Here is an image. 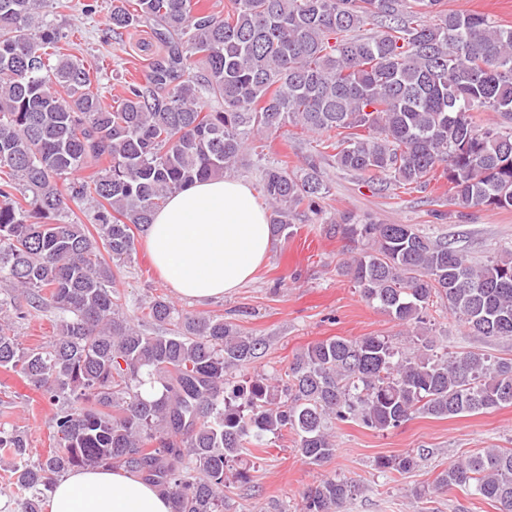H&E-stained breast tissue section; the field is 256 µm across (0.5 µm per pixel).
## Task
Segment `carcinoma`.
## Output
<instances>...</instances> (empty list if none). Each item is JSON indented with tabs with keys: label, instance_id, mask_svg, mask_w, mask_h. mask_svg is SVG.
<instances>
[{
	"label": "carcinoma",
	"instance_id": "carcinoma-1",
	"mask_svg": "<svg viewBox=\"0 0 512 512\" xmlns=\"http://www.w3.org/2000/svg\"><path fill=\"white\" fill-rule=\"evenodd\" d=\"M46 0H0V368L53 407V448L33 460L24 432L0 427V451L43 512L63 473L123 468L166 495L172 512H224V479L248 478L268 435L294 437L309 463L336 454L332 423L379 432L417 414L448 419L512 406V358L437 352L422 336L401 349L383 336L317 341L287 380L233 376L262 342L220 315L178 310L162 296L147 333L123 312L114 269L132 260L137 231L166 198L236 170L246 142L292 125L325 133L336 167L425 190L448 183L456 217L512 207V27L444 0H229L220 14L200 0L115 6L109 30L156 22L165 55L114 107L88 91L81 60L60 52ZM499 121L484 125L478 113ZM109 160L81 178L75 174ZM261 192L272 235L320 217L330 186L314 159L298 171L269 165ZM28 201L23 207L20 199ZM95 204V224L67 202ZM328 232L356 246L342 265L362 298L402 326L440 303L467 333L512 338V257L473 264L413 224L344 215ZM51 310L48 344L24 348L15 325ZM160 386L143 395L144 377ZM375 466L401 476L417 454ZM471 490L512 512V450L484 448L441 471L433 489ZM354 485L324 477L300 512H342Z\"/></svg>",
	"mask_w": 512,
	"mask_h": 512
}]
</instances>
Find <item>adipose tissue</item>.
Here are the masks:
<instances>
[{
    "label": "adipose tissue",
    "instance_id": "obj_1",
    "mask_svg": "<svg viewBox=\"0 0 512 512\" xmlns=\"http://www.w3.org/2000/svg\"><path fill=\"white\" fill-rule=\"evenodd\" d=\"M145 247L179 298L219 300L252 280L272 245L266 210L238 179H210L171 195L150 224ZM49 512H171L150 484L121 470L60 478Z\"/></svg>",
    "mask_w": 512,
    "mask_h": 512
}]
</instances>
